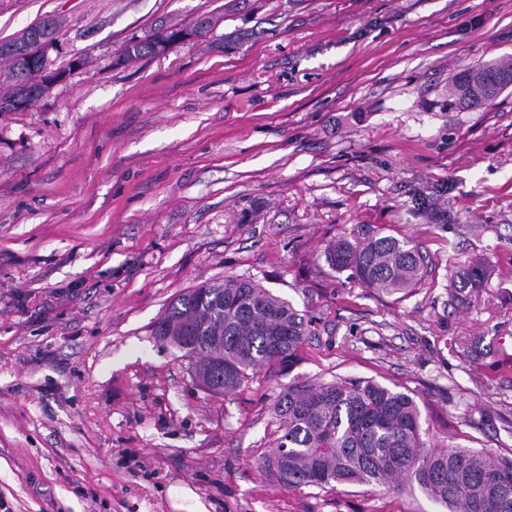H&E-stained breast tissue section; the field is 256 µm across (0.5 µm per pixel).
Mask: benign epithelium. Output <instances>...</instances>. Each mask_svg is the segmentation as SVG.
I'll list each match as a JSON object with an SVG mask.
<instances>
[{"instance_id":"7a95c632","label":"benign epithelium","mask_w":512,"mask_h":512,"mask_svg":"<svg viewBox=\"0 0 512 512\" xmlns=\"http://www.w3.org/2000/svg\"><path fill=\"white\" fill-rule=\"evenodd\" d=\"M64 25L62 18L49 15L26 28L9 43L0 46V51L10 54L14 59L15 68L7 78L19 89L14 97L6 101L0 100V112L26 110L34 101L42 98L52 86L65 81L71 72L83 67V58L80 56L73 57L67 69L54 67L52 54L60 53V33ZM213 27L214 22L206 17L192 26L181 28L177 40L174 41L168 39L167 35L175 26L168 25L163 30L148 35L151 55H162L177 44L196 41Z\"/></svg>"}]
</instances>
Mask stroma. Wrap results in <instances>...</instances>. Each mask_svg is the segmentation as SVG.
<instances>
[{"label":"stroma","mask_w":512,"mask_h":512,"mask_svg":"<svg viewBox=\"0 0 512 512\" xmlns=\"http://www.w3.org/2000/svg\"><path fill=\"white\" fill-rule=\"evenodd\" d=\"M65 21L82 69L0 112V499L12 512H443L381 487L293 490L257 467L292 379L410 393L430 438L512 457V87L441 108L512 55V0H0V42ZM206 39L116 68L132 37ZM370 224L432 264L380 298L326 266ZM491 270L464 305L454 273ZM248 277L312 318L290 373L214 395L154 324ZM213 27L214 21H211L207 17H204L201 22H196L193 26L189 27H181L178 25L165 26L163 30L159 32H152L147 36V41L150 43L151 47L150 54L151 56L162 55L177 44L196 41L211 31ZM175 28L181 29L177 36V40H169L167 35ZM509 86H512V56L467 68L448 82L445 111L480 107Z\"/></svg>","instance_id":"35a3bbf8"}]
</instances>
